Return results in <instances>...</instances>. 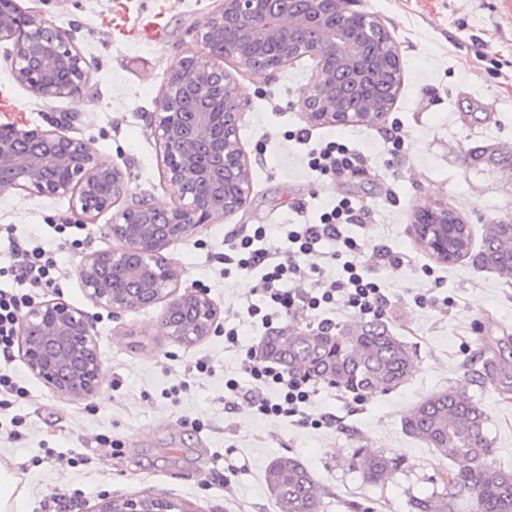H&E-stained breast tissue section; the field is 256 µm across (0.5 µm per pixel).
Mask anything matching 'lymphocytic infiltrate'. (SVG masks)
I'll return each mask as SVG.
<instances>
[{
  "label": "lymphocytic infiltrate",
  "mask_w": 512,
  "mask_h": 512,
  "mask_svg": "<svg viewBox=\"0 0 512 512\" xmlns=\"http://www.w3.org/2000/svg\"><path fill=\"white\" fill-rule=\"evenodd\" d=\"M363 163L364 158L359 152L338 141H328L311 150L308 160L310 169L323 176L353 173ZM365 219V212L343 199L331 211L323 213L319 223L299 224L289 230L287 239L290 246L279 254L272 255L259 248V241L265 237V230L261 227L235 240L231 249L240 274L246 277L255 268L264 270L255 287L263 301L248 304V316L268 329L274 321L290 315L297 308L317 310L340 299L357 315L374 319L383 317L389 299L362 264L360 256L369 249L376 258L396 266L403 264L404 256L384 245L368 246L366 240L349 234L348 225L364 223ZM326 241L336 245L331 258L340 262L342 274L329 287L318 292L303 290L301 284L308 278L304 259L318 254L321 244ZM12 250L17 261L11 267L10 274L16 283L28 285L29 290L14 293L0 289V355L6 357L10 356L14 346L23 311L31 303L32 289L54 287L56 269L52 253L41 246L25 248L14 244ZM243 369L254 381L276 387V400L256 395L244 396L238 381L231 378L224 385L225 402L244 396L260 414L295 417L300 423H308L305 407L312 396L309 380L285 373L283 369L268 364L254 351L247 352Z\"/></svg>",
  "instance_id": "f902f5d3"
}]
</instances>
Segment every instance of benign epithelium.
I'll list each match as a JSON object with an SVG mask.
<instances>
[{
    "label": "benign epithelium",
    "instance_id": "7a95c632",
    "mask_svg": "<svg viewBox=\"0 0 512 512\" xmlns=\"http://www.w3.org/2000/svg\"><path fill=\"white\" fill-rule=\"evenodd\" d=\"M200 49L179 60L164 81L151 122L163 178L174 189L172 206L121 207L129 174L98 160L91 144L57 129L0 128V192L66 198L91 224L112 212L103 233L117 249L87 255L78 277L88 298L112 315L166 302L167 336L191 344L219 329V313L202 289L179 291L180 270L163 254L206 225L241 211L251 192V168L238 136L243 104L224 69L233 60L255 73L274 72L308 56L317 63L300 93L305 119L315 125L378 124L392 109L402 82L392 34L376 18L354 12L348 0H219L195 29ZM9 41L13 76L38 99L76 100L88 87L89 64L73 33L43 16L0 0V42ZM375 47L394 75L384 99L364 100L375 79ZM448 206L417 211L414 232L426 245L430 226ZM24 359L53 392L74 399L94 395L103 368L87 314L59 300L30 305L20 326ZM89 512H173L172 501L109 495Z\"/></svg>",
    "mask_w": 512,
    "mask_h": 512
}]
</instances>
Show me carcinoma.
I'll return each mask as SVG.
<instances>
[{
    "label": "carcinoma",
    "instance_id": "1",
    "mask_svg": "<svg viewBox=\"0 0 512 512\" xmlns=\"http://www.w3.org/2000/svg\"><path fill=\"white\" fill-rule=\"evenodd\" d=\"M467 157L471 164L508 165L504 158L475 147ZM453 210H448V262L467 256L471 233ZM477 264L506 278H512V224L500 221L487 227ZM285 369L306 378L329 381L336 390L361 397L388 392L403 384L414 370V354L407 344L382 320L369 321L355 329L309 331L288 347ZM487 415L465 387H451L433 393L406 415L404 429L424 441L443 459L461 463L462 468L441 478L444 493L438 504L415 501L417 512H455L457 492L473 495L475 512H512V471L489 461L490 448L485 433ZM398 457L385 452L360 450L354 465L365 481L382 482L397 466ZM268 484L280 512H317L321 492L316 480L301 460L282 456L267 473Z\"/></svg>",
    "mask_w": 512,
    "mask_h": 512
}]
</instances>
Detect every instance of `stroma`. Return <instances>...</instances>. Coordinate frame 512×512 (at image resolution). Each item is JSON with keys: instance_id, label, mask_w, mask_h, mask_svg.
I'll list each match as a JSON object with an SVG mask.
<instances>
[{"instance_id": "stroma-1", "label": "stroma", "mask_w": 512, "mask_h": 512, "mask_svg": "<svg viewBox=\"0 0 512 512\" xmlns=\"http://www.w3.org/2000/svg\"><path fill=\"white\" fill-rule=\"evenodd\" d=\"M25 10L77 27V44L91 62L82 99H37L13 77L0 43V86H8L21 114L17 128L51 127L90 141L100 160L130 175L124 205L145 198L169 206L173 188L161 172L150 117L168 70L196 48L193 30L216 9V0H17ZM350 8L376 17L393 35L402 83L385 122L308 125L299 95L315 74L305 57L274 73H254L234 61L232 73L244 103L239 137L249 157L252 187L246 208L207 225L165 254L178 265L181 288L204 289L224 325L239 329L240 345L224 346L215 333L191 345L172 341L162 325L163 304L110 316L87 297L77 271L93 252L116 248L95 223H82L67 199L23 191L0 193V224L13 225L22 243H38L56 260V287L35 290L34 301L58 299L88 313L98 338L103 380L93 396L72 400L53 393L29 371L22 354L8 363L27 396L0 405V466L19 479L21 512H52L64 498L71 512H89L102 494L173 498L194 512H278L266 483L272 459L298 457L323 489L319 512H415L412 498L442 491L443 470L459 466L408 436L403 418L431 393L465 387L488 415L492 460L512 470V279L477 268L472 257L442 263L417 242L418 209L442 203L455 209L480 250L486 225L512 221V174L469 165L477 146L512 152V0H351ZM165 13L170 34L159 44L116 42L103 18L123 12ZM404 133L401 150L385 137L389 124ZM308 129L311 143L340 140L358 150L364 166L344 176H318L308 167L310 145L290 139ZM365 206L367 228L351 227L405 254L403 265L363 254L390 300L385 318L415 354V370L388 393L356 399L314 382L309 411L318 426L257 415L250 403H224V381L250 388L240 369L246 352L266 331L246 315L250 291L262 275L240 277L224 256L236 236L263 225L261 246L287 249L291 224H316L339 200ZM429 304L416 305L415 294ZM495 358L506 376L487 380ZM208 359L211 370L194 369ZM26 421L10 437L14 418ZM203 422L192 429L191 420ZM122 440L111 454L103 438ZM360 448L400 456L386 481L365 482L351 465Z\"/></svg>"}]
</instances>
